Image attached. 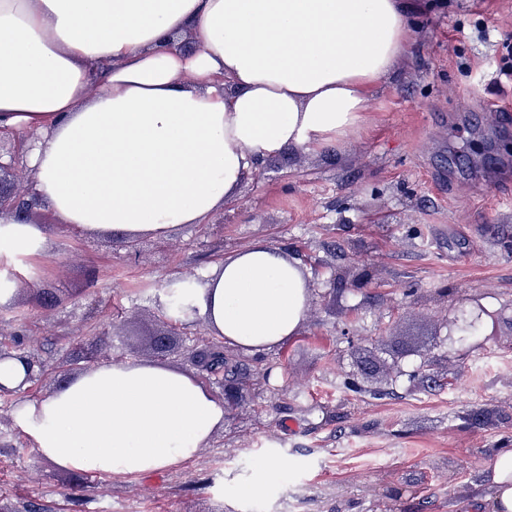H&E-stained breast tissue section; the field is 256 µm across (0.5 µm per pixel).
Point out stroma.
Here are the masks:
<instances>
[{
	"mask_svg": "<svg viewBox=\"0 0 512 512\" xmlns=\"http://www.w3.org/2000/svg\"><path fill=\"white\" fill-rule=\"evenodd\" d=\"M410 54L340 146L266 158L205 223L137 238L56 225L0 307L10 350L71 373L104 359L160 363L204 379L213 343L200 317L173 324L167 281L202 283L215 263L264 242L299 261L310 288L296 336L262 353L225 344L236 403L208 446L143 477L75 474L37 456L0 397V512H484L479 486L512 444V322L459 357L448 316L468 298L512 308V0H433ZM173 331L157 354L151 340ZM361 381L360 388L349 385ZM281 474L237 498L260 460Z\"/></svg>",
	"mask_w": 512,
	"mask_h": 512,
	"instance_id": "stroma-1",
	"label": "stroma"
}]
</instances>
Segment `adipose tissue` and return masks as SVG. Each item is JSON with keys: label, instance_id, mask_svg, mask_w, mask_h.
Masks as SVG:
<instances>
[{"label": "adipose tissue", "instance_id": "ef3b65f1", "mask_svg": "<svg viewBox=\"0 0 512 512\" xmlns=\"http://www.w3.org/2000/svg\"><path fill=\"white\" fill-rule=\"evenodd\" d=\"M423 0H0V127L34 130V191L65 226L133 240L201 224L264 158L346 143L409 49ZM192 35L184 53L174 40ZM105 75L92 88L95 72ZM46 234L0 210V262ZM310 291L299 263L258 243L224 260L192 302L254 353L294 336ZM0 359L15 426L63 469L175 468L224 425V404L161 364L103 361L44 397ZM482 502L512 512V451Z\"/></svg>", "mask_w": 512, "mask_h": 512}]
</instances>
